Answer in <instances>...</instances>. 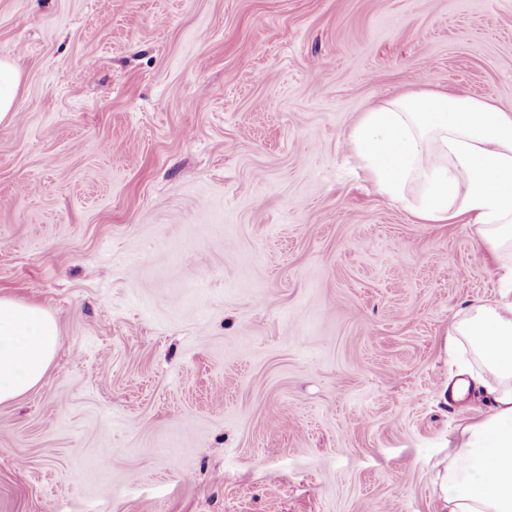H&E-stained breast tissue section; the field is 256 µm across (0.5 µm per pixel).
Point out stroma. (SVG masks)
<instances>
[{"label":"stroma","mask_w":512,"mask_h":512,"mask_svg":"<svg viewBox=\"0 0 512 512\" xmlns=\"http://www.w3.org/2000/svg\"><path fill=\"white\" fill-rule=\"evenodd\" d=\"M1 57L0 295L60 347L0 405V512H440L486 408L445 340L499 271L348 138L425 90L512 110V0H0ZM21 73L14 62L0 58V124L14 119Z\"/></svg>","instance_id":"1"}]
</instances>
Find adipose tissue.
Listing matches in <instances>:
<instances>
[{"label": "adipose tissue", "instance_id": "ef3b65f1", "mask_svg": "<svg viewBox=\"0 0 512 512\" xmlns=\"http://www.w3.org/2000/svg\"><path fill=\"white\" fill-rule=\"evenodd\" d=\"M349 140L382 193L423 223L468 225L494 251L503 293L462 310L447 341L476 360L453 397L480 388L487 409L461 426L435 488L441 512H512V111L460 93L401 96L364 113ZM59 344L48 309L0 297V403L41 384Z\"/></svg>", "mask_w": 512, "mask_h": 512}]
</instances>
